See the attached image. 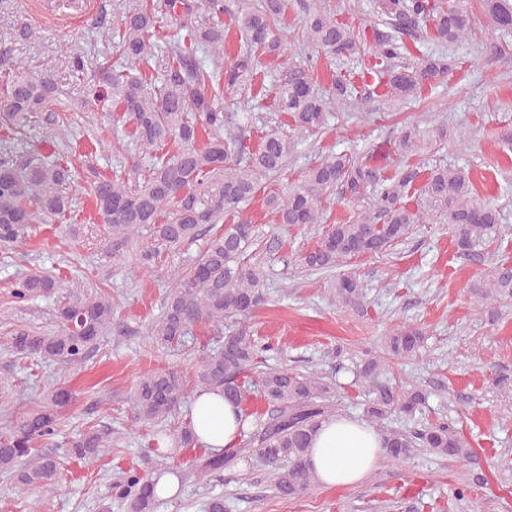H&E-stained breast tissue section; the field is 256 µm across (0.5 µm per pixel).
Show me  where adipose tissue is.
Masks as SVG:
<instances>
[{"mask_svg": "<svg viewBox=\"0 0 512 512\" xmlns=\"http://www.w3.org/2000/svg\"><path fill=\"white\" fill-rule=\"evenodd\" d=\"M241 413L240 406L226 400L221 392L197 397L190 414L198 442L217 451L236 447ZM382 454V438L376 430L339 416L320 427L312 444L310 466L321 485L352 487L376 468Z\"/></svg>", "mask_w": 512, "mask_h": 512, "instance_id": "ef3b65f1", "label": "adipose tissue"}]
</instances>
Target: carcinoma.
<instances>
[{"instance_id":"cac0c4a2","label":"carcinoma","mask_w":512,"mask_h":512,"mask_svg":"<svg viewBox=\"0 0 512 512\" xmlns=\"http://www.w3.org/2000/svg\"><path fill=\"white\" fill-rule=\"evenodd\" d=\"M382 26L372 29V51L386 65L385 86L391 95L408 99L437 77L455 68L452 56L414 57L406 39L429 37L452 46L472 35L474 13L465 0H376ZM485 16L504 33L512 32V0H483ZM288 0H147L115 24H97L115 60L88 63L87 55L71 56V72L82 81L81 108L103 110L119 104L133 122V142L139 156L150 159L143 181L131 185L121 177H100L87 168L80 174L67 157H50L23 150L27 132L43 122L47 105L64 116L55 120L58 135L69 136L74 111L48 75L33 74L23 60L0 51V242L21 244L31 225L61 216L70 209L67 185L80 179L97 213L121 243L145 229L158 245L177 248L195 240L203 225L233 222L213 234L193 265L171 277L164 311L150 335L164 346H175L193 325L224 326V319L251 313L262 300L263 279L245 255L255 242L254 225L238 216L243 205L261 190L263 181L279 174L294 151L292 135L271 130L254 151L244 152L242 134L254 112L225 109L224 91H251L260 60L281 54V20ZM208 22H199L200 15ZM238 27L243 45L224 67V17ZM175 25L179 36L167 41L160 32ZM358 37L335 14L316 9L303 26L298 50L304 63L289 66L288 77L274 88L273 108L289 115L293 130L316 133L328 123L333 103L348 97L344 75L331 73V90L323 94L310 74L313 52L332 60L352 61L361 53ZM173 145L174 150L165 147ZM397 148L402 154L423 148L415 127L401 129ZM419 172L403 169L389 178L379 169L347 153L319 157L283 194L266 197L281 224H321L324 204L336 190L357 212L328 225L317 246L300 255L315 271L335 272L330 288L336 303L366 313L359 275L348 269L351 259L376 256L406 238L416 224L437 218L451 230L457 254L478 255L477 248L498 239L500 213L491 201L476 197L470 178L458 170L433 168L425 177L415 206L404 198ZM62 284L42 272L18 279L12 297L26 302L49 295ZM481 296L488 304L512 300V262L499 261L488 271ZM58 329L41 334L30 329L14 332L13 353L23 358L58 362L78 370L87 354L112 325V301L102 296L66 298L55 310ZM423 333L397 328L384 341V355L363 354L351 372L368 396L364 414L379 425L394 413L410 414L424 403L422 392L392 386L381 379L384 356L410 358L423 347ZM270 349L244 328L224 334L223 341L200 357L193 379L174 369L139 378L132 403L134 421L156 427L178 413L189 392L219 389L242 405L255 397L271 407L253 429H240L241 441L256 448L264 460L274 489L284 498L305 493L314 480L308 455L313 437L332 416L330 386L323 378L287 369L268 368L246 382L247 372ZM64 387L47 392L34 409L0 435V473L12 479L18 493L32 489L52 492L60 479V463L53 456L29 459L37 440L57 435L58 414L72 401ZM386 457L407 459L415 448H429L450 459L472 454L469 443L453 422L431 423L413 431L382 434ZM192 423L181 427L175 447L196 448ZM105 437L88 429L62 445L63 456L94 463ZM234 452L206 451L195 458L198 481L220 476ZM112 497L125 512H156L155 483L137 469L123 473L112 485Z\"/></svg>"}]
</instances>
